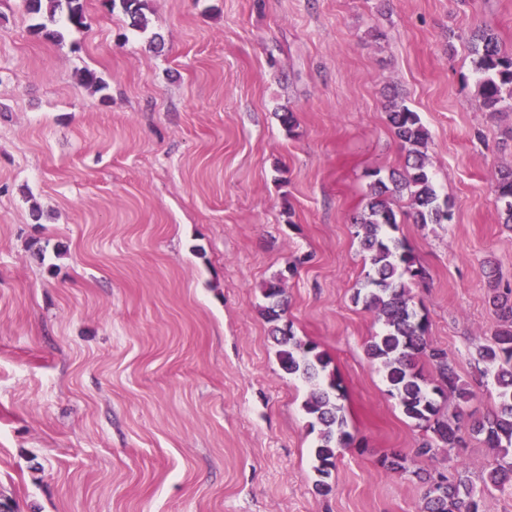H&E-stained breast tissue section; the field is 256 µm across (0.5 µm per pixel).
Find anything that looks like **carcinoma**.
I'll return each mask as SVG.
<instances>
[{
    "mask_svg": "<svg viewBox=\"0 0 512 512\" xmlns=\"http://www.w3.org/2000/svg\"><path fill=\"white\" fill-rule=\"evenodd\" d=\"M29 13L55 21L57 11L66 6L65 20L74 27L85 25L82 0H25ZM472 54L479 74V94L483 108L496 112L505 100L512 99V52H506L491 28H482L472 36ZM388 123L407 152L401 172H391L388 180L376 179L371 185L367 213L353 219L355 236L366 253L370 270L366 287L356 292L355 301L375 313L383 329L366 345L368 358L378 364L388 387V394L406 418L429 429L443 448H459L465 444V433L484 437L498 450L493 468L475 484L458 472L447 476L441 472L419 477L423 491L418 512H479L480 501L491 487L512 489V298L496 294L492 305L499 318L498 328L476 348L477 361L484 364L483 375L496 388L497 402L482 419L466 427L461 414L453 418L442 412L437 398L450 394L457 407L468 405L474 398L470 385L463 381L445 350L433 346L426 338L424 317L413 301V281L427 276L402 241L389 235L398 224L393 208L394 198L408 194L412 216L417 224H440L452 218L450 206L439 201L435 183L420 147L428 139V131L418 113L395 100L387 110ZM493 190L502 204L504 224H512V168L496 176ZM268 304L266 320L273 324L271 335L279 346L282 370L310 386L303 401L310 430L316 433L312 449L314 471L318 475L315 489L326 495L331 491L328 479L336 469L337 449L347 448L353 437L347 430V419L341 404L343 393L335 372L328 370L331 358L312 341H303L288 328L276 325L286 312L284 289L270 283L265 289ZM427 361L436 377L427 379L420 367ZM380 465L390 471L409 472L407 456L397 452L384 454Z\"/></svg>",
    "mask_w": 512,
    "mask_h": 512,
    "instance_id": "1",
    "label": "carcinoma"
}]
</instances>
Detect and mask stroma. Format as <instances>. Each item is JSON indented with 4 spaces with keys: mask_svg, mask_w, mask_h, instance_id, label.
Returning <instances> with one entry per match:
<instances>
[{
    "mask_svg": "<svg viewBox=\"0 0 512 512\" xmlns=\"http://www.w3.org/2000/svg\"><path fill=\"white\" fill-rule=\"evenodd\" d=\"M86 25L33 35L0 0V498L17 512H417L416 474L472 480L482 438L415 456L365 347L353 219L372 172L406 152L386 107L428 131L453 218L395 232L426 269L428 339L475 393L476 348L512 286V228L493 178L512 168V101L485 111L468 49L512 51V0H147L144 26L84 0ZM90 69L107 84L82 85ZM294 113L287 132L280 116ZM279 280L295 336L331 358L352 447L316 493L307 387L261 314ZM408 456L410 474L379 458Z\"/></svg>",
    "mask_w": 512,
    "mask_h": 512,
    "instance_id": "1",
    "label": "stroma"
}]
</instances>
